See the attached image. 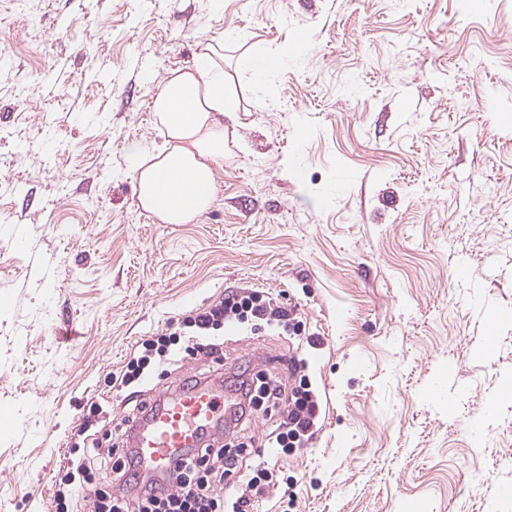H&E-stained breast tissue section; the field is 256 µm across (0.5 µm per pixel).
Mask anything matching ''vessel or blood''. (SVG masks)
Wrapping results in <instances>:
<instances>
[{
    "label": "vessel or blood",
    "instance_id": "obj_1",
    "mask_svg": "<svg viewBox=\"0 0 512 512\" xmlns=\"http://www.w3.org/2000/svg\"><path fill=\"white\" fill-rule=\"evenodd\" d=\"M231 410L223 388L206 381L159 392L132 438L141 473L172 475L178 460L201 447Z\"/></svg>",
    "mask_w": 512,
    "mask_h": 512
}]
</instances>
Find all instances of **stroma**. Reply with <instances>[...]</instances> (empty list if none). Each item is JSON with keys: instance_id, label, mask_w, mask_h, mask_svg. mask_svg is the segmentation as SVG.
<instances>
[{"instance_id": "1", "label": "stroma", "mask_w": 512, "mask_h": 512, "mask_svg": "<svg viewBox=\"0 0 512 512\" xmlns=\"http://www.w3.org/2000/svg\"><path fill=\"white\" fill-rule=\"evenodd\" d=\"M222 48L216 198L143 210L127 154L162 145L170 71ZM0 512H56L90 405L135 348L225 289L300 316L237 329L148 394L303 366L319 429L282 457L252 417L250 512H512V0H0ZM282 63L260 86L238 66ZM24 235L25 249L14 248ZM441 381L444 397L429 393ZM278 54L266 53L257 57H243L239 60L241 69L249 70L257 81H261L264 76L277 66Z\"/></svg>"}]
</instances>
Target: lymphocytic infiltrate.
I'll return each instance as SVG.
<instances>
[{"mask_svg": "<svg viewBox=\"0 0 512 512\" xmlns=\"http://www.w3.org/2000/svg\"><path fill=\"white\" fill-rule=\"evenodd\" d=\"M293 323L292 313L265 292L235 288L225 291L219 301L207 308L192 311L184 320L189 330L187 336L164 330L145 339L140 351L130 356L118 376L132 404L128 423L139 421L147 410L146 402L139 398L140 388L155 365L177 363L187 353H204L206 338L233 325L254 331H285ZM235 403L236 416L240 419L257 412L277 416L268 445L280 457L314 435L321 414L320 400L310 380L300 373L295 374L289 384L262 372L249 379L238 378ZM110 457V452L84 448L77 466L78 476L85 480L98 477L108 483L115 478L125 481L135 474L139 465L137 458L124 460L122 465L112 468L108 465ZM239 467L244 468L237 454L230 452L219 436L210 435L201 448L180 462L171 477L148 478L135 492L128 488L116 494L97 490L87 493L84 500L88 512H244L245 499H236L228 508L222 493L225 475ZM244 470L250 492L256 496L263 494L273 477L272 472L259 467Z\"/></svg>", "mask_w": 512, "mask_h": 512, "instance_id": "obj_1", "label": "lymphocytic infiltrate"}]
</instances>
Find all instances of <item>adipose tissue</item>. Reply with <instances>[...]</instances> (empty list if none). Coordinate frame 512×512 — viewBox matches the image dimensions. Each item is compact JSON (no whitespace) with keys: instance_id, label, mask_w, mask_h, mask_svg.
I'll use <instances>...</instances> for the list:
<instances>
[{"instance_id":"obj_1","label":"adipose tissue","mask_w":512,"mask_h":512,"mask_svg":"<svg viewBox=\"0 0 512 512\" xmlns=\"http://www.w3.org/2000/svg\"><path fill=\"white\" fill-rule=\"evenodd\" d=\"M152 109L166 141L153 151L128 150L138 201L161 223L187 224L210 207L224 158L225 73L213 50L202 51L194 67L171 71Z\"/></svg>"}]
</instances>
